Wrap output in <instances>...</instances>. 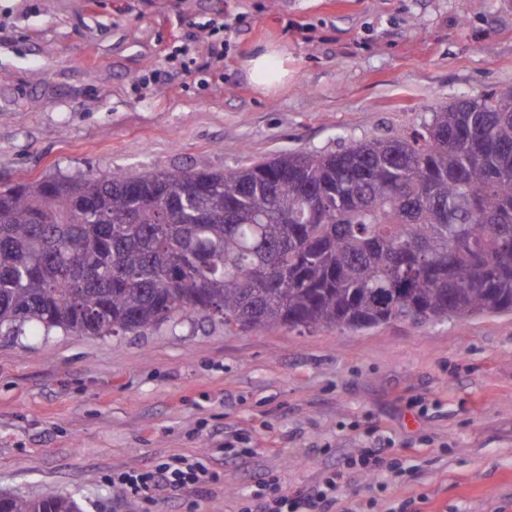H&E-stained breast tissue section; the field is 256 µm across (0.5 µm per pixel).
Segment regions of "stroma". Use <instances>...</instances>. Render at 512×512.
I'll return each instance as SVG.
<instances>
[{"label":"stroma","mask_w":512,"mask_h":512,"mask_svg":"<svg viewBox=\"0 0 512 512\" xmlns=\"http://www.w3.org/2000/svg\"><path fill=\"white\" fill-rule=\"evenodd\" d=\"M274 43L288 85L243 61ZM512 84V0H0V183L236 169L419 128ZM397 472L347 473L353 512H512V313L350 332L0 336V491L83 512H240L374 440ZM181 454L218 481L117 492ZM273 61L280 63L275 80L266 78L267 71ZM288 57L282 48L276 45H265L254 50L243 63L247 79L260 92L272 89L276 84L288 81Z\"/></svg>","instance_id":"stroma-1"}]
</instances>
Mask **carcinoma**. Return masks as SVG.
<instances>
[{"label":"carcinoma","instance_id":"obj_1","mask_svg":"<svg viewBox=\"0 0 512 512\" xmlns=\"http://www.w3.org/2000/svg\"><path fill=\"white\" fill-rule=\"evenodd\" d=\"M0 335L360 331L512 311V85L411 133L173 168L0 184ZM0 512H81L48 489Z\"/></svg>","mask_w":512,"mask_h":512}]
</instances>
